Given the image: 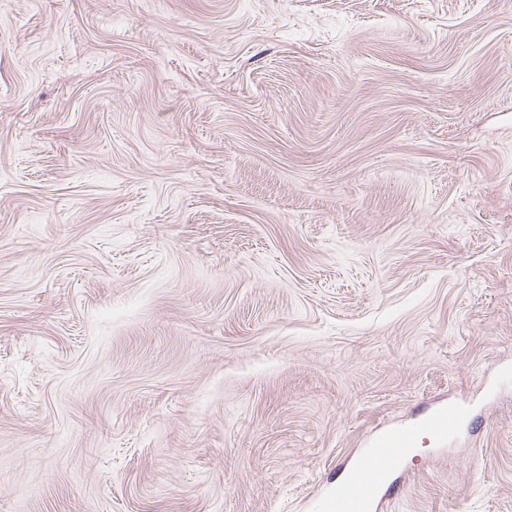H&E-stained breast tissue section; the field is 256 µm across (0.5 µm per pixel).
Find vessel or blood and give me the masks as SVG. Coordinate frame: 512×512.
<instances>
[{
	"label": "vessel or blood",
	"mask_w": 512,
	"mask_h": 512,
	"mask_svg": "<svg viewBox=\"0 0 512 512\" xmlns=\"http://www.w3.org/2000/svg\"><path fill=\"white\" fill-rule=\"evenodd\" d=\"M467 418L466 409L451 406L376 440L350 471L346 481L315 502V512H372L388 475L397 469L406 452L416 447L422 436L448 440Z\"/></svg>",
	"instance_id": "vessel-or-blood-1"
}]
</instances>
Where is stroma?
Listing matches in <instances>:
<instances>
[{
	"label": "stroma",
	"instance_id": "stroma-1",
	"mask_svg": "<svg viewBox=\"0 0 512 512\" xmlns=\"http://www.w3.org/2000/svg\"><path fill=\"white\" fill-rule=\"evenodd\" d=\"M512 512V0H0V512ZM467 418L468 412L463 407L448 406V409L435 411L412 426L376 440L350 471L346 481L315 502V512H371L388 475L397 469L410 448L415 449L423 435L439 441L448 440Z\"/></svg>",
	"mask_w": 512,
	"mask_h": 512
}]
</instances>
